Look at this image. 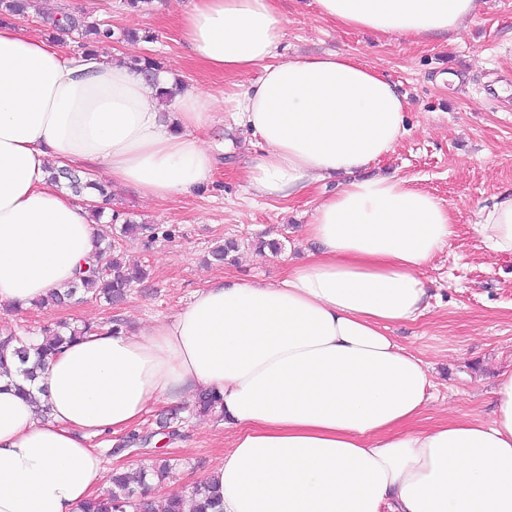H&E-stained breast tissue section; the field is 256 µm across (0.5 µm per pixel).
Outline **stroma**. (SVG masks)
Instances as JSON below:
<instances>
[{
    "mask_svg": "<svg viewBox=\"0 0 512 512\" xmlns=\"http://www.w3.org/2000/svg\"><path fill=\"white\" fill-rule=\"evenodd\" d=\"M486 2L457 36L405 41L339 27L317 14L314 0H278L285 35L276 61L347 53L397 83L410 104V131L374 171L413 180L455 213L454 235L423 269L431 283L428 309L416 321L389 330L430 371L429 399L416 420L420 428L452 412L490 421L496 380L512 370V258L490 253L472 230L479 201L512 185V94L495 91L498 83L512 85V0ZM191 3L154 0L150 11L133 12L124 0H42L26 22L43 35L57 10L89 13L117 33L104 44L105 52L155 58L183 83L218 97L227 79L190 58L179 38L177 19ZM127 29L144 33V40L119 39V31ZM209 144L216 166L204 191L145 202L133 189L113 187L115 211L139 224L177 230L174 240L160 239L149 247L139 239L123 241L127 259L149 270L148 279L123 302L110 306L88 298L58 308L0 309V328L22 334L52 322L73 326L117 320L133 331L173 315L208 280L226 275L247 282L280 280L303 254L301 230L312 197L256 199L244 169L260 151L258 139L230 125L223 113L215 115ZM227 240L238 245L234 261L209 263L211 248ZM262 240L278 241L281 252L259 249ZM165 409L162 403L152 408L137 428L138 434H153L149 451L133 448L105 458L109 470L143 467L155 452L168 459L171 474L151 491L154 500L191 489L231 445L223 423L210 416L179 421L173 437L156 435Z\"/></svg>",
    "mask_w": 512,
    "mask_h": 512,
    "instance_id": "35a3bbf8",
    "label": "stroma"
}]
</instances>
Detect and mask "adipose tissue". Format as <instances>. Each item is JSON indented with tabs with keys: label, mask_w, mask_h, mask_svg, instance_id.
Instances as JSON below:
<instances>
[{
	"label": "adipose tissue",
	"mask_w": 512,
	"mask_h": 512,
	"mask_svg": "<svg viewBox=\"0 0 512 512\" xmlns=\"http://www.w3.org/2000/svg\"><path fill=\"white\" fill-rule=\"evenodd\" d=\"M344 28L414 40L460 33L482 0H316ZM192 58L227 76L260 70L223 99H165L122 53L72 56L20 20L0 23V306L27 309L93 262L90 208L48 168L85 163L142 200L207 188L217 102L259 137L257 197L315 195L312 249L276 282L207 281L174 315L102 329L50 358L32 402L0 390V512H78L105 466L90 438L118 435L159 402L221 395L232 446L211 471L223 512H512V370L492 422L453 414L415 427L423 361L390 326L428 307L421 270L454 233L450 206L410 179L369 175L407 134L396 83L347 53L274 62L276 0H192L178 21ZM340 189L316 195L320 183ZM474 233L512 256V187L485 199Z\"/></svg>",
	"instance_id": "1"
}]
</instances>
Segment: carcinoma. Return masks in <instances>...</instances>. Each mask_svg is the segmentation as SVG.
Returning <instances> with one entry per match:
<instances>
[{"label":"carcinoma","instance_id":"carcinoma-1","mask_svg":"<svg viewBox=\"0 0 512 512\" xmlns=\"http://www.w3.org/2000/svg\"><path fill=\"white\" fill-rule=\"evenodd\" d=\"M32 5L33 0H0V20L5 16H23ZM54 27L60 31L77 33L85 50L93 42H108L114 37L111 29L83 15L65 13L56 20ZM128 65L148 82L155 83L160 68L155 60L143 57L128 62ZM50 174L53 182L64 184L76 196L84 194L90 186L100 194H105L102 185L84 179L66 167L52 166ZM159 234L166 239L174 237L172 230L159 233L151 224H135L129 220L117 227V237L121 238L144 235L151 242ZM117 243L116 237L102 239V246L92 267L79 273V278L67 288L47 294L35 301L34 305L43 308L61 306L74 300L80 293L102 298L109 304L123 300L134 284L146 278L147 269L142 265L127 263L123 253L117 250ZM99 328V324H84L80 327L45 325L36 341L31 336H5L0 339V376L11 378L17 375L30 381L44 368L46 358L59 352L64 345ZM194 408L219 419L222 417V398L212 391L202 392L198 394ZM147 492L144 474L131 476L115 471L107 475L106 486L102 491L81 505L80 512H155ZM191 500L192 508L187 511L184 499L170 498L163 504L161 512H221V496L215 482L194 485Z\"/></svg>","mask_w":512,"mask_h":512}]
</instances>
